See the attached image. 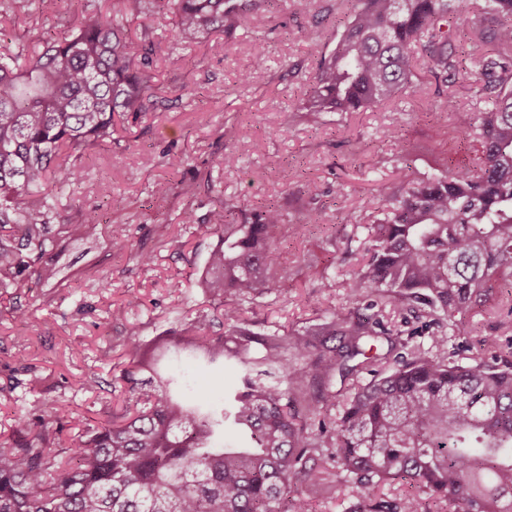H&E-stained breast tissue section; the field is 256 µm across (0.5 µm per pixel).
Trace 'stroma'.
<instances>
[{
  "label": "stroma",
  "mask_w": 512,
  "mask_h": 512,
  "mask_svg": "<svg viewBox=\"0 0 512 512\" xmlns=\"http://www.w3.org/2000/svg\"><path fill=\"white\" fill-rule=\"evenodd\" d=\"M77 11L75 0H56L16 21L0 16V45L36 50L63 34ZM318 12L324 19L316 26ZM341 16L336 0H263L247 27L190 46L173 44L170 28L154 23V75L164 91L137 118L117 120L113 143L82 156L85 180L60 195L52 221L68 233L62 249L44 256L59 271L57 283L15 299L0 294L1 432L35 407L50 412L64 405L98 418L118 406L121 393H89L79 382L119 374L133 327L149 342L200 319L216 336L225 309L236 308L256 332L281 336L315 328L334 310L366 314L365 306L350 304L345 280L369 258L377 194L398 190L399 155L419 178L464 165L472 154L464 133L486 103L475 82L440 91L423 69L415 88L366 111L318 119L298 111L315 73V51L335 47ZM261 39L268 66L242 82L250 49ZM448 95L457 111H440ZM401 113L407 121L399 127ZM438 125L447 126L449 141L433 139ZM228 151L238 157L236 167L220 164ZM175 157L181 165H172ZM159 183L169 184L168 195L155 194ZM222 200L247 210L272 202L285 215L277 235L280 285L243 302L210 298L199 286L218 241L211 213ZM95 214L104 223L87 226ZM116 224L123 227L119 240L112 237ZM138 250L151 253L152 262H138ZM16 303L29 310L26 323L10 317ZM487 336L512 344V274L490 282L476 312L463 326L449 327L447 342L424 333L381 336L377 344L434 357L457 349L466 357ZM157 368L170 378L173 395L187 400L193 390L210 389L215 406L239 377L235 362L211 363L187 351L164 353ZM32 370L43 380L35 391L28 387Z\"/></svg>",
  "instance_id": "35a3bbf8"
}]
</instances>
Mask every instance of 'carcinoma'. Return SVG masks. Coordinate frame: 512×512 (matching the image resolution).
<instances>
[{"label": "carcinoma", "instance_id": "1", "mask_svg": "<svg viewBox=\"0 0 512 512\" xmlns=\"http://www.w3.org/2000/svg\"><path fill=\"white\" fill-rule=\"evenodd\" d=\"M58 38L32 52L0 51V292L32 288L48 248L56 187L86 178L78 162L112 143L115 116L135 117L156 96L152 22L170 20L174 42L249 24L248 0H99ZM450 0H340L350 5L336 47L318 51L315 75L298 110L356 112L401 96L413 84L418 59L446 83H481L489 107L467 136L472 165L416 179L401 159L399 193L381 192L367 263L346 282L350 303L377 314L350 322L341 312L297 337L252 329L239 310H224L225 334L210 336L198 322L181 324L176 340L212 361L243 366L230 409L188 408L163 383L142 378L151 369L149 345L136 339L119 380L128 402L102 418L60 409L29 413L0 434V512H312L308 496L337 494L340 471L363 493L357 512H512V361L497 341L461 363L450 354L406 357L392 350L366 356L376 336H400L385 326L398 303L425 320L462 322L487 283L512 270V0H488L497 23L468 34L472 66L457 60ZM35 0H0V12L29 14ZM485 45L496 48L483 53ZM256 43L250 70L267 68ZM224 230L211 249L202 287L210 297L238 300L278 287L279 248L273 230L279 206L249 212L229 204L211 215ZM342 339L339 355L326 340ZM236 342L230 351L225 338ZM264 354L250 358L252 344ZM300 358L288 361V350ZM347 372L372 375L346 404L339 422L321 415L335 405L326 384ZM250 433L253 446L230 448L224 422ZM299 479L305 489L292 488ZM401 483L397 502L375 490Z\"/></svg>", "mask_w": 512, "mask_h": 512}]
</instances>
